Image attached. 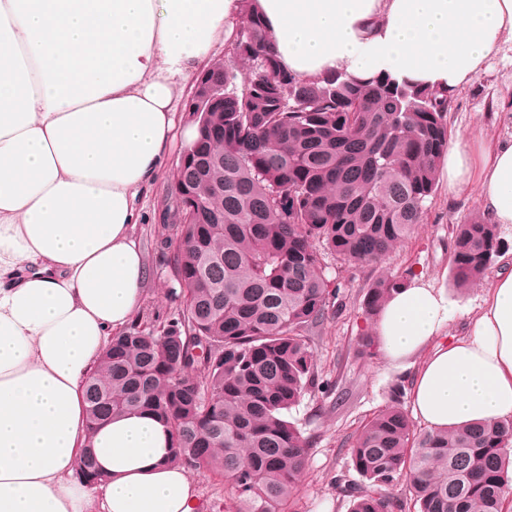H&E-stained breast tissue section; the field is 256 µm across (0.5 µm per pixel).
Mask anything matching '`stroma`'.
I'll return each mask as SVG.
<instances>
[{"mask_svg": "<svg viewBox=\"0 0 512 512\" xmlns=\"http://www.w3.org/2000/svg\"><path fill=\"white\" fill-rule=\"evenodd\" d=\"M450 136L486 134L512 138V49L503 48L489 57L482 71L451 95L448 112ZM183 150L174 140L163 171L141 196L140 219L135 234L140 242L150 280L134 321L156 329L175 318L181 308L180 287L171 272V251L165 240L175 236L173 171ZM473 190L448 196L438 188L426 213L410 237L378 266H352L326 256V276L340 290L332 300L329 316L309 337L319 373L331 382L326 390L309 389L288 413L309 442V462L291 512H349L350 502L341 487L358 481L351 463V448L363 425L390 405L392 390L401 387L402 407H409L413 379L423 360L412 356L398 364L384 358L364 360L355 352L359 336L368 331L361 301L373 280L383 273L424 276L448 298L455 312L449 326L452 335L465 333L471 315L477 314L483 285L465 293L452 286L450 271L451 227L478 215ZM199 495L194 512H230L232 503L224 492V480L202 469L191 472Z\"/></svg>", "mask_w": 512, "mask_h": 512, "instance_id": "35a3bbf8", "label": "stroma"}]
</instances>
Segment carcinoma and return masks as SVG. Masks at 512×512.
I'll use <instances>...</instances> for the list:
<instances>
[{"label": "carcinoma", "mask_w": 512, "mask_h": 512, "mask_svg": "<svg viewBox=\"0 0 512 512\" xmlns=\"http://www.w3.org/2000/svg\"><path fill=\"white\" fill-rule=\"evenodd\" d=\"M225 42L224 141L202 147L194 223L173 255L184 305L170 324L112 337L85 381L92 427L149 408L169 426L173 462L224 477L235 512H286L309 460L288 411L320 387L307 332L339 295L324 254L377 265L422 222L448 148V92L387 72L316 82L277 64L253 0ZM252 63L239 80L236 62ZM499 226L453 228V286L481 282L501 253ZM406 278L384 274L363 296L372 324ZM379 354L359 337L357 355ZM360 482L350 512H503L512 493V418L417 429L397 401L351 449ZM406 481L409 498L394 493Z\"/></svg>", "instance_id": "cac0c4a2"}]
</instances>
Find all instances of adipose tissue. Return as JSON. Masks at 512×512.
Here are the masks:
<instances>
[{
	"mask_svg": "<svg viewBox=\"0 0 512 512\" xmlns=\"http://www.w3.org/2000/svg\"><path fill=\"white\" fill-rule=\"evenodd\" d=\"M278 63L303 80L381 71L456 90L512 44V0H256ZM241 19L240 0H0V512H191L187 470L149 409L90 429L83 384L140 307L133 235L159 177L179 83ZM440 179L512 224V141L457 135ZM424 277L374 325L384 358H425L412 410L443 430L512 416V266L463 337ZM110 479H73L86 439Z\"/></svg>",
	"mask_w": 512,
	"mask_h": 512,
	"instance_id": "adipose-tissue-1",
	"label": "adipose tissue"
}]
</instances>
